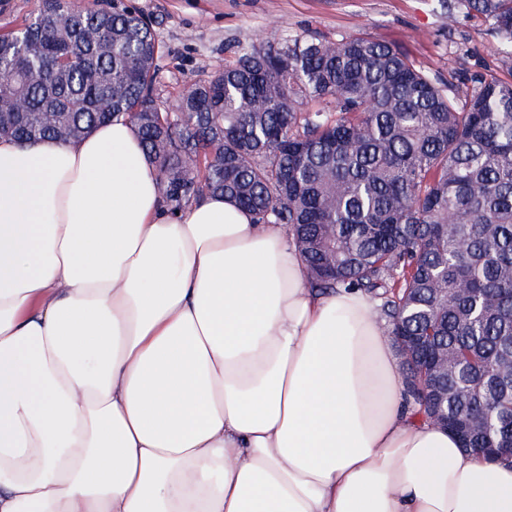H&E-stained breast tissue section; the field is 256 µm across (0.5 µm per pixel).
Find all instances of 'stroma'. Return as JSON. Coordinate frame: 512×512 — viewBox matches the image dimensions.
<instances>
[{"instance_id": "1", "label": "stroma", "mask_w": 512, "mask_h": 512, "mask_svg": "<svg viewBox=\"0 0 512 512\" xmlns=\"http://www.w3.org/2000/svg\"><path fill=\"white\" fill-rule=\"evenodd\" d=\"M149 20L159 44L158 103L174 111L197 79L232 60L238 43L285 34L364 36L396 45L458 91L495 75L512 82L490 25L446 0H122Z\"/></svg>"}]
</instances>
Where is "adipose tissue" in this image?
Returning a JSON list of instances; mask_svg holds the SVG:
<instances>
[{
	"label": "adipose tissue",
	"mask_w": 512,
	"mask_h": 512,
	"mask_svg": "<svg viewBox=\"0 0 512 512\" xmlns=\"http://www.w3.org/2000/svg\"><path fill=\"white\" fill-rule=\"evenodd\" d=\"M0 512H512V461L417 418L283 225L171 213L118 120L0 139Z\"/></svg>",
	"instance_id": "ef3b65f1"
}]
</instances>
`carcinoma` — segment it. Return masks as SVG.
<instances>
[{"instance_id": "cac0c4a2", "label": "carcinoma", "mask_w": 512, "mask_h": 512, "mask_svg": "<svg viewBox=\"0 0 512 512\" xmlns=\"http://www.w3.org/2000/svg\"><path fill=\"white\" fill-rule=\"evenodd\" d=\"M459 3L512 58V0ZM158 49L133 7L41 0L0 35V138L129 121L170 211L222 194L284 225L310 287L373 293L392 338L454 355L446 378L406 355L418 413L448 416L463 448H512V82L482 78L460 104L389 44L286 35L237 46L172 118Z\"/></svg>"}]
</instances>
